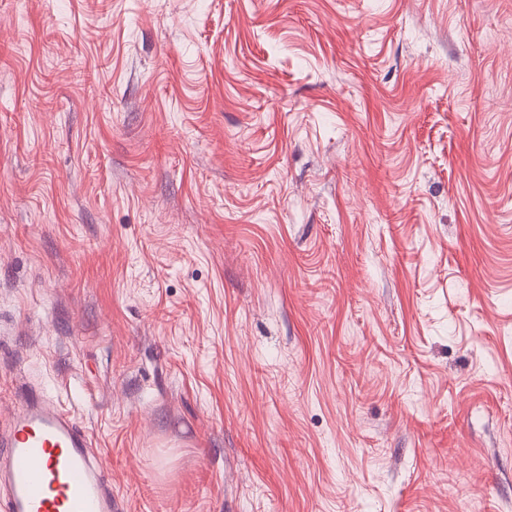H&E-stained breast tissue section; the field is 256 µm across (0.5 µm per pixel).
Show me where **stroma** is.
Instances as JSON below:
<instances>
[{
  "instance_id": "obj_1",
  "label": "stroma",
  "mask_w": 512,
  "mask_h": 512,
  "mask_svg": "<svg viewBox=\"0 0 512 512\" xmlns=\"http://www.w3.org/2000/svg\"><path fill=\"white\" fill-rule=\"evenodd\" d=\"M124 512H512V0H0V427Z\"/></svg>"
}]
</instances>
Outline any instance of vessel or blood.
I'll use <instances>...</instances> for the list:
<instances>
[{
    "label": "vessel or blood",
    "mask_w": 512,
    "mask_h": 512,
    "mask_svg": "<svg viewBox=\"0 0 512 512\" xmlns=\"http://www.w3.org/2000/svg\"><path fill=\"white\" fill-rule=\"evenodd\" d=\"M0 512H122L87 430L29 395L0 436Z\"/></svg>",
    "instance_id": "obj_1"
}]
</instances>
